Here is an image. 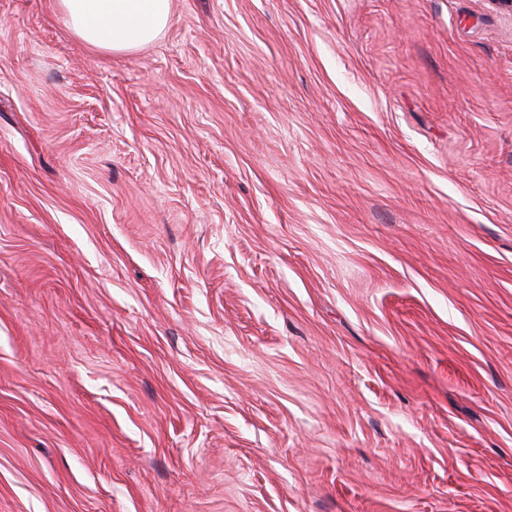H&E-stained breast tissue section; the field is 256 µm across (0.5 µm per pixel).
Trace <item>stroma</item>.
I'll return each instance as SVG.
<instances>
[{
	"label": "stroma",
	"instance_id": "35a3bbf8",
	"mask_svg": "<svg viewBox=\"0 0 512 512\" xmlns=\"http://www.w3.org/2000/svg\"><path fill=\"white\" fill-rule=\"evenodd\" d=\"M0 512H512V13L0 0ZM173 0H57L71 30L92 48L133 51L169 26Z\"/></svg>",
	"mask_w": 512,
	"mask_h": 512
}]
</instances>
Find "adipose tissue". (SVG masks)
Wrapping results in <instances>:
<instances>
[{
    "label": "adipose tissue",
    "mask_w": 512,
    "mask_h": 512,
    "mask_svg": "<svg viewBox=\"0 0 512 512\" xmlns=\"http://www.w3.org/2000/svg\"><path fill=\"white\" fill-rule=\"evenodd\" d=\"M71 30L92 48L133 51L169 26L172 0H57Z\"/></svg>",
    "instance_id": "1"
}]
</instances>
